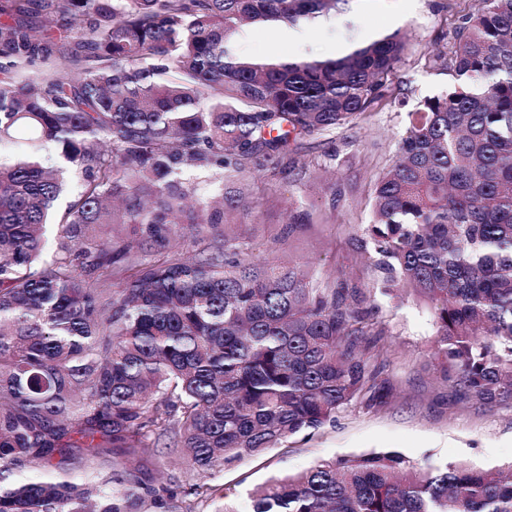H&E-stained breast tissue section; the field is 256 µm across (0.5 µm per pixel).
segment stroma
<instances>
[{
    "instance_id": "35a3bbf8",
    "label": "stroma",
    "mask_w": 512,
    "mask_h": 512,
    "mask_svg": "<svg viewBox=\"0 0 512 512\" xmlns=\"http://www.w3.org/2000/svg\"><path fill=\"white\" fill-rule=\"evenodd\" d=\"M474 8L475 0H351L347 15L298 24L297 40L284 44L278 28H244L240 52L262 54L276 46L284 54L320 59L341 46L345 25L363 40L386 18L398 17L407 48L394 83L407 98L385 99L330 134L292 141L286 157H258L241 181L240 202L224 216L226 234L256 260L300 266L319 286L345 279L372 291L371 261L358 241L371 220L374 187L396 157L409 104L452 84V74L433 57L453 53L455 31ZM301 212L308 223H291ZM376 303L378 362L390 386L384 402L361 397L319 431L225 463L209 480L229 489L225 500L185 497L194 473L155 450L143 459L139 478L172 492V512H222L228 501L248 512L249 493L269 480L340 456L396 450L418 463L464 460L494 468L512 462V406L452 402L432 356L435 325L428 306L409 291L377 295Z\"/></svg>"
}]
</instances>
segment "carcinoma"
I'll return each instance as SVG.
<instances>
[{"label": "carcinoma", "instance_id": "carcinoma-1", "mask_svg": "<svg viewBox=\"0 0 512 512\" xmlns=\"http://www.w3.org/2000/svg\"><path fill=\"white\" fill-rule=\"evenodd\" d=\"M348 4L0 0V149L28 145L0 155V512H169L167 489L136 475L161 438L206 498L224 462L384 397L373 299L251 263L220 230L224 208L192 201L191 170L242 174L392 90L396 31L337 58L236 49L247 25ZM449 69L454 83L408 112L360 243L384 290L429 305L458 401L512 405V0H477ZM69 166L83 185L59 211ZM104 224L137 239H105ZM177 234L215 244L157 255ZM109 455L108 474L63 476ZM252 512H512V464L344 456L264 485Z\"/></svg>", "mask_w": 512, "mask_h": 512}]
</instances>
